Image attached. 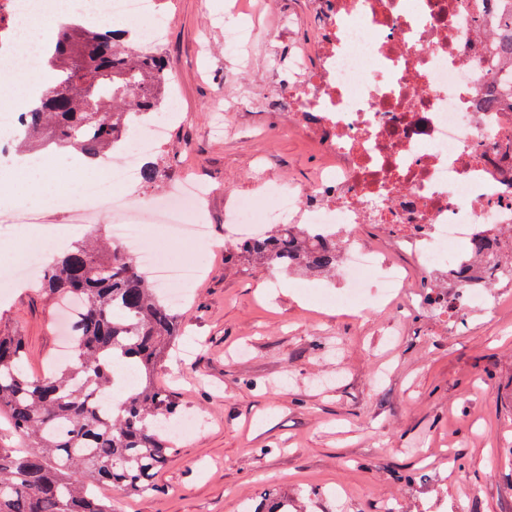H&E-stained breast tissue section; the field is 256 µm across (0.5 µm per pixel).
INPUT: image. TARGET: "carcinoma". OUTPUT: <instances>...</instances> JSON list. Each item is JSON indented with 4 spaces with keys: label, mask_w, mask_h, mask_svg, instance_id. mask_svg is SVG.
Instances as JSON below:
<instances>
[{
    "label": "carcinoma",
    "mask_w": 512,
    "mask_h": 512,
    "mask_svg": "<svg viewBox=\"0 0 512 512\" xmlns=\"http://www.w3.org/2000/svg\"><path fill=\"white\" fill-rule=\"evenodd\" d=\"M495 24L499 56L512 68V0H501ZM47 62L59 78L24 113L22 129L91 160L124 140L132 110L154 101L169 79L162 57L124 49L107 20L89 33L77 22L60 25ZM235 250L286 273L336 271V249L317 245L303 224H275ZM471 250L488 258L490 280L501 269L512 277L511 260L486 252L481 242ZM34 287L81 304L77 356L73 365L31 374L23 338L0 336V418L15 437L0 448V512H115L98 488L145 494L175 452L162 425L178 415V405L155 372L180 334L179 314L120 245L94 250L78 243L44 268ZM129 360L136 384L125 390L118 412L99 414L93 396L113 388L115 365Z\"/></svg>",
    "instance_id": "obj_1"
}]
</instances>
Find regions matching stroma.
<instances>
[{
  "label": "stroma",
  "instance_id": "35a3bbf8",
  "mask_svg": "<svg viewBox=\"0 0 512 512\" xmlns=\"http://www.w3.org/2000/svg\"><path fill=\"white\" fill-rule=\"evenodd\" d=\"M161 53L181 124L153 154L167 169L157 184L207 185L206 248L181 247L201 273L178 308L182 334L157 367L198 428L159 472L157 491L121 498L118 512H512V287L497 306H462L459 319L375 306H323L298 275L261 261L224 260V197L313 182L325 159L299 136L277 137L272 103L290 51L313 42L317 0H162ZM246 34V52L224 48V29ZM271 32V44L253 39ZM237 107L223 137L209 133L220 101ZM42 260L96 231L50 218ZM357 242L397 266L409 290L427 285L411 252L366 224ZM279 287H272V280ZM0 335L23 337L33 374L59 356L49 296L14 288L0 302ZM451 454L455 471L442 469Z\"/></svg>",
  "mask_w": 512,
  "mask_h": 512
}]
</instances>
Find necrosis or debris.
I'll return each instance as SVG.
<instances>
[{"mask_svg": "<svg viewBox=\"0 0 512 512\" xmlns=\"http://www.w3.org/2000/svg\"><path fill=\"white\" fill-rule=\"evenodd\" d=\"M86 27L125 17L150 22L135 50L154 53L161 40L156 0H88ZM66 0H0V59L27 47L32 65L41 46L24 21L51 19ZM320 32L308 52L291 60L276 101L287 106L278 131L304 135L327 159L308 187L276 186L251 198L230 199L225 223L236 240L259 236L263 224L306 225L315 240L337 248L336 302L351 306L398 294L401 276L356 250L354 230L378 224L412 249L438 283L439 301L420 294V308L448 315L449 288L488 303L497 293L482 284L467 245L490 251L512 241V100L496 93L497 49L471 33L465 0H319ZM142 123L131 144L115 153L101 178L85 182L68 207L72 223H87L91 203L112 201V239L128 248L178 301L195 267L165 259L143 243L141 214L171 227L175 243H207L204 209L209 191L190 184L166 198L126 190L141 151L157 148L179 115Z\"/></svg>", "mask_w": 512, "mask_h": 512, "instance_id": "necrosis-or-debris-1", "label": "necrosis or debris"}]
</instances>
